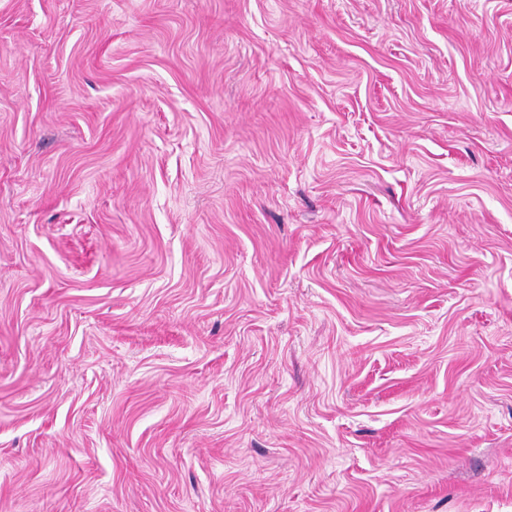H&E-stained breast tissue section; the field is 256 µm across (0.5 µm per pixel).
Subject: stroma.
<instances>
[{"mask_svg": "<svg viewBox=\"0 0 512 512\" xmlns=\"http://www.w3.org/2000/svg\"><path fill=\"white\" fill-rule=\"evenodd\" d=\"M0 512H512V0H0Z\"/></svg>", "mask_w": 512, "mask_h": 512, "instance_id": "stroma-1", "label": "stroma"}]
</instances>
